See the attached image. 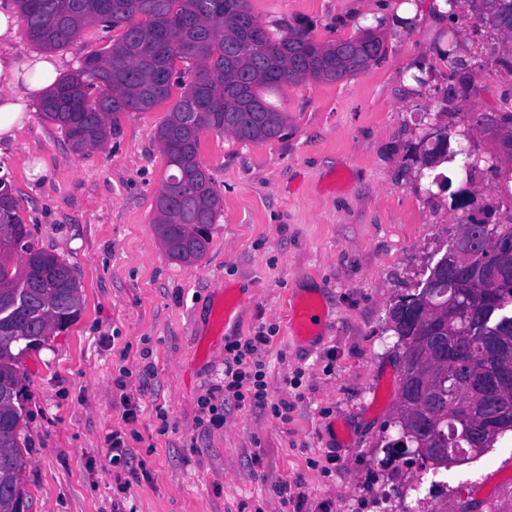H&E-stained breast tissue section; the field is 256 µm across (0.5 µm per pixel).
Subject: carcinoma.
I'll return each instance as SVG.
<instances>
[{
	"instance_id": "carcinoma-1",
	"label": "carcinoma",
	"mask_w": 512,
	"mask_h": 512,
	"mask_svg": "<svg viewBox=\"0 0 512 512\" xmlns=\"http://www.w3.org/2000/svg\"><path fill=\"white\" fill-rule=\"evenodd\" d=\"M469 3L478 22L500 32L512 28V0H445L448 16L458 4ZM31 42L46 50L70 43L94 23L121 29L107 47L89 52L76 71L40 101L45 120L64 133L80 153L103 145L118 112H146L181 89L167 119L158 128V142L170 170L156 198L153 224L168 255L191 265L199 261L223 205L199 160L200 135L211 130L259 144L280 139L288 130V115L276 111L265 92L307 80L339 82L380 64L387 50L370 39L373 27L331 43H320L306 25H285L277 37L253 16L249 0H16ZM195 63L193 79L184 83L176 62ZM472 127L500 144L502 156L481 159L464 149L448 152V125L433 145L415 147L422 168L431 162L461 157L464 167L486 162L512 182V110L474 112ZM510 168L500 169L501 159ZM11 185L0 177V512H23L21 475L26 460L18 442L23 409L18 401L20 370L26 352L43 344L54 331L66 328L80 310L79 283L71 267L56 255L33 247ZM512 224L499 226L448 276L440 264L430 270L429 285L409 295L422 305H446L457 294L449 326L438 333L426 321L407 322L402 298L389 309L391 330L404 348V364L429 336L440 334L470 348L475 362L485 360L487 344L512 343ZM440 360L437 403L424 408L427 432L414 436L400 417L393 426L404 442L381 439L387 455L403 451L421 461L448 467L473 454L464 435L472 428L488 429L493 448L512 432V391L501 396L499 415L488 423L468 415L449 389L448 379L462 374L454 359ZM449 447L445 455L420 450L422 439Z\"/></svg>"
}]
</instances>
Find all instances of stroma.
<instances>
[{"instance_id":"obj_1","label":"stroma","mask_w":512,"mask_h":512,"mask_svg":"<svg viewBox=\"0 0 512 512\" xmlns=\"http://www.w3.org/2000/svg\"><path fill=\"white\" fill-rule=\"evenodd\" d=\"M267 30L311 25L318 41L346 38L378 12H401L384 30L387 56L367 73L307 81L267 93L288 115V134L263 144L204 132L200 160L223 197L204 257L173 260L154 233L156 197L168 175L154 134L171 101L120 112L99 148L72 153L37 102L15 139L0 143L7 177L36 248L63 259L81 285L80 312L20 364L26 512H279V490L302 484L301 512H401L414 475L383 465L376 443L398 405L401 351L388 308L414 291L450 245L470 186L493 222L512 220L487 165L466 176L445 166L447 190L421 188L408 148L448 111L451 134L473 153L496 144L469 123L474 112L512 106V73L495 60L500 34L435 16L433 0H249ZM87 26L57 50L61 73L116 38ZM456 41L472 68L465 98L443 102L451 73L438 49ZM241 301L217 335L213 309L225 288ZM321 299L324 326L302 342L286 329L293 296ZM273 328L264 364L267 408L227 403L210 426L198 401L224 376L226 340ZM126 388H118V378ZM137 408L123 421L121 395ZM287 401L288 416L271 407ZM121 431L146 464L138 477L112 462ZM479 467L483 482L472 480ZM432 512H507L512 433L450 467Z\"/></svg>"}]
</instances>
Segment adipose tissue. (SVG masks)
Segmentation results:
<instances>
[{
  "instance_id": "adipose-tissue-1",
  "label": "adipose tissue",
  "mask_w": 512,
  "mask_h": 512,
  "mask_svg": "<svg viewBox=\"0 0 512 512\" xmlns=\"http://www.w3.org/2000/svg\"><path fill=\"white\" fill-rule=\"evenodd\" d=\"M53 57L39 56L24 63L13 55H0V138H15L29 119L30 102L58 81Z\"/></svg>"
}]
</instances>
